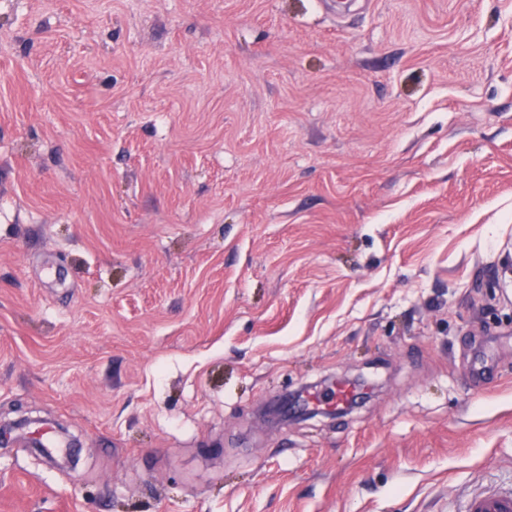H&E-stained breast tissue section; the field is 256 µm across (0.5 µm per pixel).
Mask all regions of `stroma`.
<instances>
[{
    "label": "stroma",
    "mask_w": 512,
    "mask_h": 512,
    "mask_svg": "<svg viewBox=\"0 0 512 512\" xmlns=\"http://www.w3.org/2000/svg\"><path fill=\"white\" fill-rule=\"evenodd\" d=\"M349 2L0 0V512L512 487V0Z\"/></svg>",
    "instance_id": "35a3bbf8"
}]
</instances>
